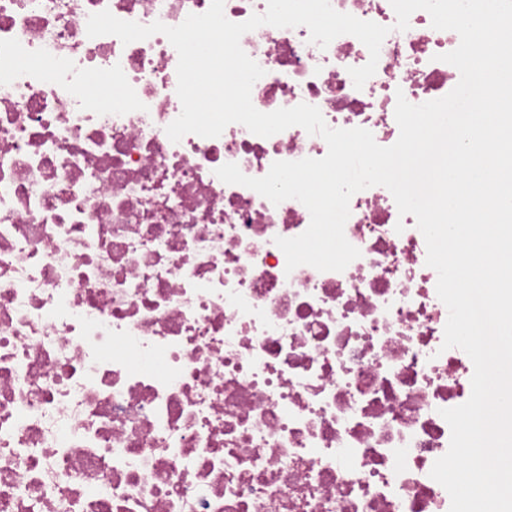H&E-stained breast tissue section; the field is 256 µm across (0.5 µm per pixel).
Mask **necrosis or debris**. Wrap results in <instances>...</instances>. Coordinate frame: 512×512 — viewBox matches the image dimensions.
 Returning <instances> with one entry per match:
<instances>
[{"mask_svg": "<svg viewBox=\"0 0 512 512\" xmlns=\"http://www.w3.org/2000/svg\"><path fill=\"white\" fill-rule=\"evenodd\" d=\"M211 0H0V512H449L430 476L441 412L474 367L443 349L448 309L413 215L373 186L350 199L344 271L287 270L308 209L222 182L323 158L292 126L239 123L172 142L178 54L164 34L87 35L90 15L181 24ZM389 27L377 69L352 35L304 26L240 39L264 113L307 103L332 128L400 134L460 79L459 35L390 0H330ZM113 95L94 96L93 76Z\"/></svg>", "mask_w": 512, "mask_h": 512, "instance_id": "obj_1", "label": "necrosis or debris"}]
</instances>
